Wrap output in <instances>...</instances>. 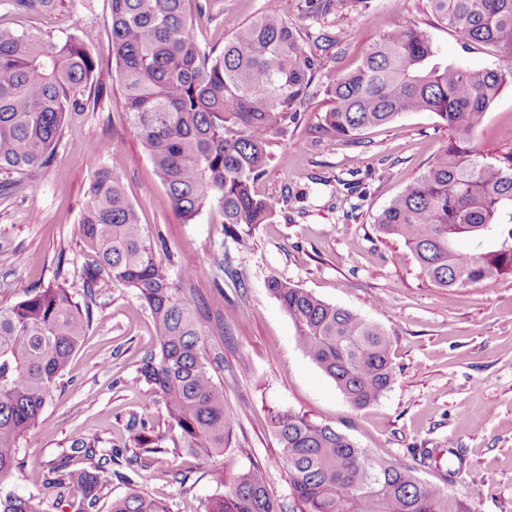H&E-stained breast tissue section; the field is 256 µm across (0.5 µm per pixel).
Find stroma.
<instances>
[{"instance_id":"obj_1","label":"stroma","mask_w":512,"mask_h":512,"mask_svg":"<svg viewBox=\"0 0 512 512\" xmlns=\"http://www.w3.org/2000/svg\"><path fill=\"white\" fill-rule=\"evenodd\" d=\"M193 22L205 49L222 51L236 29L266 0H200ZM111 0H55L47 12L18 10L0 0V29L36 32L56 41L77 35L98 62L97 105L72 111L46 168L15 189L0 190V306L9 307L51 284L78 282L94 256L77 236L86 190L100 167L121 177L147 235L162 234L175 284L193 288L207 321L205 346L224 385L232 444L249 449L270 493H290L272 414L290 409L348 436L359 447L412 464L422 480L466 501L471 512H512V276L489 285L440 288L420 273L409 249L382 237L374 218L413 182L448 143L449 131L426 112L344 142L319 133L322 90L312 88L298 125L270 145L272 161L254 184L261 196H288L273 223L259 225L247 248L223 232L224 216L207 206L192 221L174 211L149 155L128 122L110 58ZM325 26L336 36L328 68L353 67L388 29L424 30L439 55L473 69L498 58L466 49L439 23L426 0L391 12L386 0ZM512 137V87L505 88L475 141L497 149ZM344 186H337V179ZM291 280L322 300L357 312L390 335L394 381L384 396L352 409L334 381L300 349L293 320L267 288ZM224 303H211L215 285ZM91 327L48 399L38 425L20 439L21 466L0 480V496L38 494L43 473L83 437L121 448L132 420L171 433L163 406L142 378L143 358L156 348L148 310L122 287L105 288L90 304ZM432 459L417 463L418 449ZM462 458L449 476L448 453ZM246 460L204 461L183 449L114 463L99 512L128 487L165 501L170 512H205L223 478Z\"/></svg>"}]
</instances>
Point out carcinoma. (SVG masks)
I'll use <instances>...</instances> for the list:
<instances>
[{
  "mask_svg": "<svg viewBox=\"0 0 512 512\" xmlns=\"http://www.w3.org/2000/svg\"><path fill=\"white\" fill-rule=\"evenodd\" d=\"M319 19L356 9L364 0H303ZM435 18L465 40L490 47L492 69L448 63L426 32L396 26L351 71L324 75V51L335 40L288 24L264 9L224 43L203 50L193 27L195 0H112V57L132 128L180 217L204 205L219 208L239 247L251 230L270 224L278 197L252 186L266 170L269 146L288 133L318 76H326L320 129L353 141L365 129L405 112H428L454 132L445 149L375 219L377 231L402 241L421 273L442 288L489 284L512 275V143L487 154L474 142L505 87L512 86V0H427ZM97 62L75 35L54 42L0 29V173L45 167L78 93L94 81ZM81 245L97 256L83 267L87 301L67 283L0 307V478L17 467L16 444L39 420L57 379L90 326L89 300L112 285L132 290L149 311L156 351L140 373L159 396L182 447L209 460L230 451L232 422L224 384L215 380L193 290L174 285L161 254L162 234H144L117 172L98 170L78 221ZM268 289L293 319L302 351L330 377L355 410L377 403L394 381L389 334L358 313L276 277ZM272 427L282 448L290 501L274 499L255 466L231 474L206 512H469L465 502L419 479L413 467L370 453L329 425L290 409ZM132 448L162 452V437L132 423ZM43 474L40 493L0 497V512H45L44 505L80 495L78 512H98L112 485V460L84 438ZM79 454L88 466L72 463ZM111 512H169L136 489L112 500Z\"/></svg>",
  "mask_w": 512,
  "mask_h": 512,
  "instance_id": "carcinoma-1",
  "label": "carcinoma"
}]
</instances>
